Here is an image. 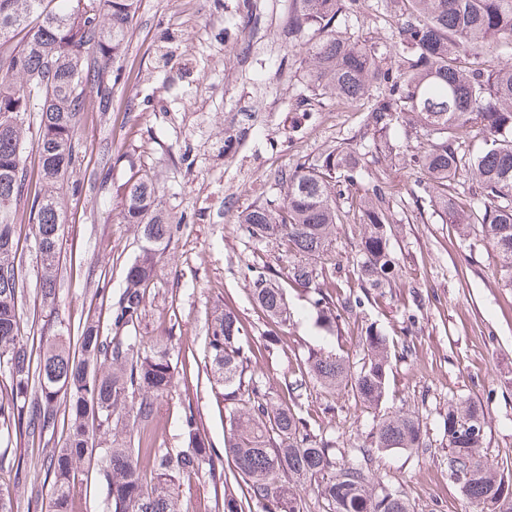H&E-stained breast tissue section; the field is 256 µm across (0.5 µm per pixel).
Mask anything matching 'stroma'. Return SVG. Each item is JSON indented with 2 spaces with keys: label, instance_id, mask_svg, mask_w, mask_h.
Returning <instances> with one entry per match:
<instances>
[{
  "label": "stroma",
  "instance_id": "35a3bbf8",
  "mask_svg": "<svg viewBox=\"0 0 512 512\" xmlns=\"http://www.w3.org/2000/svg\"><path fill=\"white\" fill-rule=\"evenodd\" d=\"M292 8L293 0H138L110 108L102 112L89 101L76 130L70 180L80 190L61 199L66 254L54 312L40 305L32 222L28 209L18 211L21 319L57 333L91 313L108 326L110 301L142 245L136 225L120 215L121 193L128 180L146 176L174 234L146 296L141 335L171 341L195 372L220 305L244 317L241 343L257 349L267 323L253 308L249 268L263 261L284 268L288 258L275 240L248 238L239 216L256 201L279 197L281 171L348 144L363 177L337 202L351 210L363 187L383 186L394 208L401 272L383 295L342 311L334 331L319 324L313 294L288 289L291 320L282 345L302 358L314 350L351 353L369 327L394 347L409 345L393 362L381 410L419 414L427 445L374 454L372 468L415 512H474L448 478L442 418L449 402L479 397L482 455L495 466L512 462V286L477 227L443 222L440 211L418 200L421 175L406 155L421 143L404 125L390 132L395 154L375 158L367 102L315 94L302 50L280 37ZM336 30L372 47L381 69L396 71L399 34L388 0H356L339 14ZM360 232L350 218L333 236L336 280L346 293L359 289L353 267ZM301 403L314 431L335 438L347 459L374 424L372 413L343 391L331 397L311 386ZM188 404L199 411L210 445L223 449L224 402L206 383L194 394L181 385L169 394L150 445L184 448L180 419Z\"/></svg>",
  "mask_w": 512,
  "mask_h": 512
}]
</instances>
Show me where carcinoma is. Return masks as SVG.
<instances>
[{
    "label": "carcinoma",
    "mask_w": 512,
    "mask_h": 512,
    "mask_svg": "<svg viewBox=\"0 0 512 512\" xmlns=\"http://www.w3.org/2000/svg\"><path fill=\"white\" fill-rule=\"evenodd\" d=\"M0 0V428L19 439L52 444L42 466L51 478L47 512H85L91 473L107 491L109 512H184L186 483L208 475L223 484V512H307L299 488L313 492L319 512H414L398 491L386 487L369 468L374 453L394 448H425L419 416L381 417L355 461L336 458V441L311 428L299 404L301 391L314 384L326 392L345 390L366 409L386 396L391 347L368 329L350 355L309 352L297 367L273 378L278 398L251 369L240 344L242 316L232 309L214 311L206 336V355L197 372L223 389L224 456L233 467L217 472L221 455L208 446L203 424L187 405L181 428L187 447L176 452L145 447L160 406L175 386L171 348L132 336L147 289L171 239L172 225L159 212L157 188L143 178L128 181L122 219L139 228L140 253L127 267L124 286L110 304L109 333L87 315L76 334L42 336L39 354L28 345L18 315L23 279L15 264L19 245L18 206L29 207L40 258L41 305L58 298L57 273L63 257L59 200L52 187L64 183L76 154L74 128L88 100L108 110L112 64L123 54L138 0ZM283 35L305 41L307 71L314 90L356 102L370 83L389 79L375 53L340 37L336 19L343 0H293ZM398 17L401 63L388 93L367 108L375 155L396 149L389 131L407 113H416L423 150L409 163L425 173L432 188L448 186L463 169L475 181L479 206L448 193L437 195L450 224H476L495 253L500 275L512 285V67L493 54L512 39V0H390ZM37 113L40 186L32 188L24 135L27 117ZM482 135V152L469 160L460 139ZM361 170L348 147L336 148L281 174L283 194L254 203L241 224L257 242L278 241L291 258L288 267L264 264L254 274L252 298L268 321L263 350L280 349L288 325L285 286L316 295L314 306L326 319L334 309L360 306L371 293L389 287L400 269L391 242L394 214L378 185L365 189L356 203L361 225L356 272L361 294L336 289L334 271L317 263L331 251L335 226L345 218L337 204L339 179L353 186ZM335 289L325 293L322 287ZM448 437V476L469 474L461 495L484 512L485 503L503 500L512 512V467L472 463L483 445L486 422L480 401L448 404L443 419ZM33 462V449L15 448L14 479ZM377 484L375 497L365 487Z\"/></svg>",
    "instance_id": "carcinoma-1"
}]
</instances>
